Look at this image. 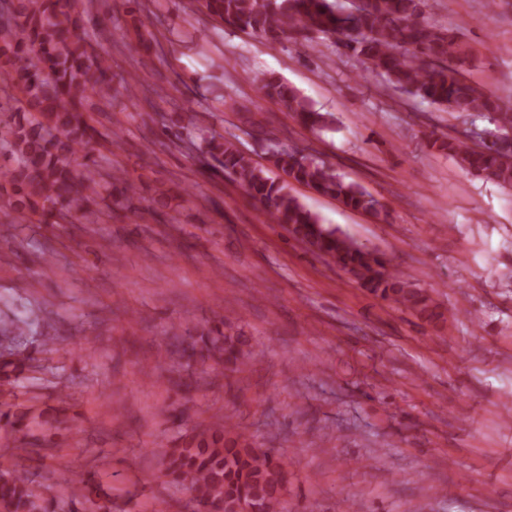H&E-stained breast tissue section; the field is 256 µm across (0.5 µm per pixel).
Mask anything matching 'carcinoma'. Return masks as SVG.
Instances as JSON below:
<instances>
[{"label": "carcinoma", "mask_w": 512, "mask_h": 512, "mask_svg": "<svg viewBox=\"0 0 512 512\" xmlns=\"http://www.w3.org/2000/svg\"><path fill=\"white\" fill-rule=\"evenodd\" d=\"M195 10L227 27L258 35L272 46L293 43L305 53L314 38L331 41L362 57L386 86L450 112L490 116L494 129L477 134L478 142L442 137L433 141L452 153L458 165L512 188V109L458 70L466 61L464 45L446 32L414 21L424 0H193ZM93 0L76 9L70 0H0V69L15 72V93L0 97V141L9 145L16 166L0 171V214L16 219L41 218L46 224H75L88 216L112 217L100 203L116 190L132 200L137 185L123 167L112 166L110 180L96 168L92 153H115L123 131L101 132L91 123L95 103H112V66L95 55L84 37L92 20ZM259 93L292 112L307 128H325L330 120L284 80H264ZM97 102H92V99ZM267 168L232 143L206 141L198 169L223 175L260 203L267 219L283 226L308 251L347 271L359 284L418 318H441L435 301L414 287L381 253L358 244L337 227L321 222L296 196L290 183L370 214L389 217L383 204L353 182H347L304 149L275 144ZM168 206L167 191L141 209L148 220ZM23 319L0 321V337L12 341L28 330ZM181 354L224 363L232 371L247 365L252 352L242 336L203 334L185 347L159 351V360ZM163 475L181 482L198 504L224 505L234 512L241 503L255 512H287L283 491L287 464L276 452L259 453L239 427L216 425L185 436L161 452ZM99 486L80 483L38 485L28 470L0 471V512H51L57 499L94 501Z\"/></svg>", "instance_id": "obj_1"}]
</instances>
